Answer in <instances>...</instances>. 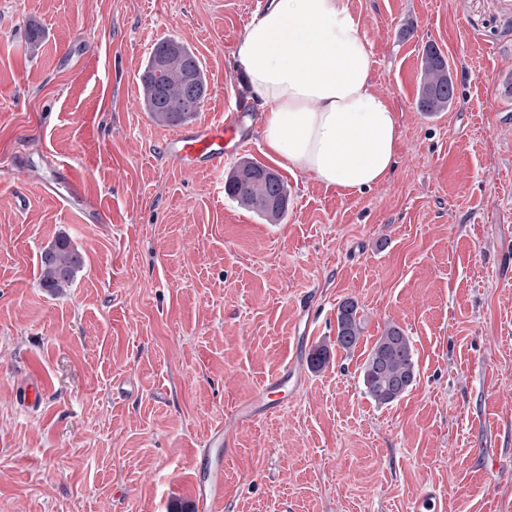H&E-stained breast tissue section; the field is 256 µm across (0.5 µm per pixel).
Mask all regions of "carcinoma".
<instances>
[{"mask_svg": "<svg viewBox=\"0 0 512 512\" xmlns=\"http://www.w3.org/2000/svg\"><path fill=\"white\" fill-rule=\"evenodd\" d=\"M143 102L152 120L177 126L196 118L207 93V83L197 56L175 39L159 41L140 76ZM448 60L434 46L422 52L416 97L422 112H443L453 100ZM224 191L241 207L276 223L288 211L289 192L271 168L243 160L227 175ZM83 267V257L67 237H58L41 255V284L58 290L69 286ZM355 301L340 303L336 313V346L354 349L361 337V319ZM417 372L410 337L396 324H388L376 339L361 367L364 394L378 405L400 400Z\"/></svg>", "mask_w": 512, "mask_h": 512, "instance_id": "carcinoma-1", "label": "carcinoma"}]
</instances>
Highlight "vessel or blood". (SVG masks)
<instances>
[{
	"label": "vessel or blood",
	"instance_id": "obj_1",
	"mask_svg": "<svg viewBox=\"0 0 512 512\" xmlns=\"http://www.w3.org/2000/svg\"><path fill=\"white\" fill-rule=\"evenodd\" d=\"M246 103H238L235 111L205 117L198 123L170 133L161 144L163 155L173 163L188 170L210 173L223 170L224 148L234 145L243 150L247 140L242 133V114L247 111ZM303 370L297 363H290L274 375L258 396L255 405L243 407L238 415L254 418L256 411L275 412L276 403L270 398L271 391L290 381H301ZM229 439L223 429H215L208 445L213 452L205 459L207 476L197 486L195 497L198 512H214L224 492V451ZM447 500L436 489L425 490L412 504L411 512H447Z\"/></svg>",
	"mask_w": 512,
	"mask_h": 512
}]
</instances>
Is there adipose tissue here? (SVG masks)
<instances>
[{"mask_svg": "<svg viewBox=\"0 0 512 512\" xmlns=\"http://www.w3.org/2000/svg\"><path fill=\"white\" fill-rule=\"evenodd\" d=\"M236 60L270 108L263 139L285 167L347 194L388 177L397 117L374 88L368 46L346 0H269Z\"/></svg>", "mask_w": 512, "mask_h": 512, "instance_id": "1", "label": "adipose tissue"}]
</instances>
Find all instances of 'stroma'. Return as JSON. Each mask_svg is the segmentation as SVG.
I'll use <instances>...</instances> for the list:
<instances>
[{"label": "stroma", "instance_id": "stroma-1", "mask_svg": "<svg viewBox=\"0 0 512 512\" xmlns=\"http://www.w3.org/2000/svg\"><path fill=\"white\" fill-rule=\"evenodd\" d=\"M347 7L399 126L389 176L351 194L281 166L259 133L215 173L160 155L168 129L139 80L153 46L186 44L201 115L224 111L251 95L235 57L248 0H0V512H196L218 427L216 512H408L429 486L448 512H512V0ZM429 44L455 87L432 114L416 106ZM19 156L48 178L73 169L104 221L15 176ZM243 156L287 182L282 223L225 194ZM60 235L85 264L58 293L40 273ZM347 299L363 320L350 352L336 345ZM391 322L418 372L380 406L360 370ZM322 345L328 363L308 367ZM294 359L299 389L240 419ZM229 445L228 436L221 427L215 429L208 439V447L216 448V451L205 458L207 476L197 485L195 502L200 512H212L223 497L224 451Z\"/></svg>", "mask_w": 512, "mask_h": 512}]
</instances>
